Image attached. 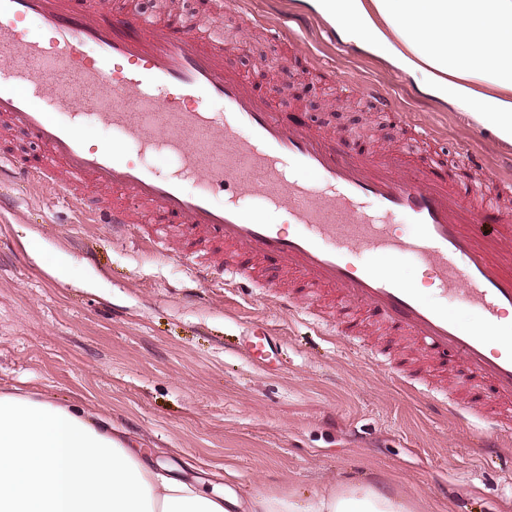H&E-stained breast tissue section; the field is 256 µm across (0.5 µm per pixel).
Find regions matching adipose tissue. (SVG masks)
Returning a JSON list of instances; mask_svg holds the SVG:
<instances>
[{
	"label": "adipose tissue",
	"mask_w": 512,
	"mask_h": 512,
	"mask_svg": "<svg viewBox=\"0 0 512 512\" xmlns=\"http://www.w3.org/2000/svg\"><path fill=\"white\" fill-rule=\"evenodd\" d=\"M342 42L512 144V0H306ZM0 512H411L372 480L243 502L186 479L82 411L0 393Z\"/></svg>",
	"instance_id": "obj_1"
}]
</instances>
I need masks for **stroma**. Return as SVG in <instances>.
I'll use <instances>...</instances> for the list:
<instances>
[{
    "instance_id": "obj_1",
    "label": "stroma",
    "mask_w": 512,
    "mask_h": 512,
    "mask_svg": "<svg viewBox=\"0 0 512 512\" xmlns=\"http://www.w3.org/2000/svg\"><path fill=\"white\" fill-rule=\"evenodd\" d=\"M148 14L169 7L205 16L228 44L227 67L256 93L280 85L272 104L288 118L377 149L406 148L414 127L435 128L434 149L454 157L506 152L488 128L422 94L402 74L342 43L300 0H245L256 25L209 0H133ZM302 19L297 37L267 25ZM385 90L396 109L377 112L363 91ZM0 389L98 414L130 442L191 477L205 472L242 499L257 486L311 496L371 478L402 493L415 512H512V446L483 445L485 424L455 426L438 405L463 381L444 375L368 314L355 323L327 296L304 313L261 285L206 282L194 268L207 246L174 243L160 257L134 224L111 234L78 203L27 180L0 183ZM66 269L49 274L44 260ZM277 344L270 366L244 347L254 327Z\"/></svg>"
}]
</instances>
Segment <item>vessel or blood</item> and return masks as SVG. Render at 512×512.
Returning <instances> with one entry per match:
<instances>
[{
    "instance_id": "1",
    "label": "vessel or blood",
    "mask_w": 512,
    "mask_h": 512,
    "mask_svg": "<svg viewBox=\"0 0 512 512\" xmlns=\"http://www.w3.org/2000/svg\"><path fill=\"white\" fill-rule=\"evenodd\" d=\"M32 25L43 39L29 38ZM175 28L169 16L83 0H0V126L44 149L22 169L0 153V177L21 173L79 202L99 190L88 218L147 225L162 254L177 237L215 241L235 282H254L271 264L293 277L303 304L339 294L347 320L363 305L388 335L440 361L458 356L474 384L448 414L464 426L472 409L490 408L497 443H511L512 325L501 320L512 311V207L502 202L512 181L473 152L409 169L401 151H359L308 129L226 71L221 39L194 44ZM88 125L109 141L89 147ZM158 153L172 159L169 171L152 164ZM269 209L295 231L267 223ZM401 216L411 236L393 233ZM356 252L373 259L350 261ZM403 255L442 295L482 312L487 329L464 328L425 300L393 267Z\"/></svg>"
}]
</instances>
